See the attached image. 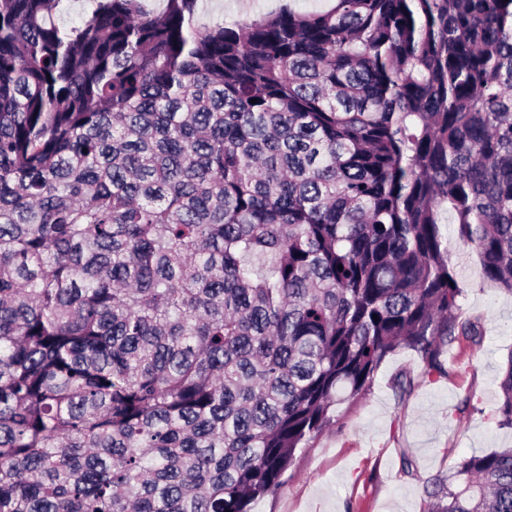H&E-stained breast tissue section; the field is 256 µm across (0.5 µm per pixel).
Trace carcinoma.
Listing matches in <instances>:
<instances>
[{
  "mask_svg": "<svg viewBox=\"0 0 512 512\" xmlns=\"http://www.w3.org/2000/svg\"><path fill=\"white\" fill-rule=\"evenodd\" d=\"M94 2L0 0V512H251L480 342L443 224L512 294V0ZM428 497L512 512V449ZM65 9L61 13L60 21L64 24H77L91 15L94 3L91 0H73L64 2ZM233 1L238 0H206L205 8L199 2L201 16L204 20L230 22L232 20L255 19L274 9L281 3L279 0H246L251 1L247 5V11H241Z\"/></svg>",
  "mask_w": 512,
  "mask_h": 512,
  "instance_id": "carcinoma-1",
  "label": "carcinoma"
}]
</instances>
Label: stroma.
Returning <instances> with one entry per match:
<instances>
[{"label":"stroma","instance_id":"obj_1","mask_svg":"<svg viewBox=\"0 0 512 512\" xmlns=\"http://www.w3.org/2000/svg\"><path fill=\"white\" fill-rule=\"evenodd\" d=\"M279 0H205L203 19H255ZM452 262L468 316L480 318L481 344L448 351V377L422 375L417 355L385 358L367 391L337 405L333 423L301 453L275 494L252 512H424L426 486L448 477L473 455L512 448V428L499 424L498 383L512 351V295L483 283L474 249L446 225ZM410 374L414 386L398 396L392 382Z\"/></svg>","mask_w":512,"mask_h":512}]
</instances>
